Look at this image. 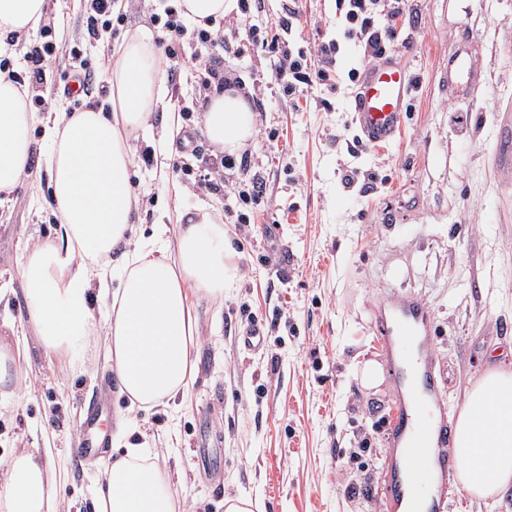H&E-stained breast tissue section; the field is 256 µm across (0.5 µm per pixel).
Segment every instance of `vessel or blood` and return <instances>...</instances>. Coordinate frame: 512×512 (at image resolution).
Masks as SVG:
<instances>
[{
	"mask_svg": "<svg viewBox=\"0 0 512 512\" xmlns=\"http://www.w3.org/2000/svg\"><path fill=\"white\" fill-rule=\"evenodd\" d=\"M449 88L468 96L484 82L467 50L448 60ZM413 90L407 70L387 58L368 68L354 93L351 110L361 141L377 145L391 141L404 122L406 102ZM432 313L419 299L395 300L376 334L391 354V368L398 404L385 428L389 451L383 500L386 512H441L457 489L458 464L449 451L454 438L452 414L434 375L429 336ZM109 406L99 401L88 409L79 424L78 458L88 460L111 445L102 428Z\"/></svg>",
	"mask_w": 512,
	"mask_h": 512,
	"instance_id": "obj_1",
	"label": "vessel or blood"
}]
</instances>
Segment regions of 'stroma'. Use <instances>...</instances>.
<instances>
[{
	"mask_svg": "<svg viewBox=\"0 0 512 512\" xmlns=\"http://www.w3.org/2000/svg\"><path fill=\"white\" fill-rule=\"evenodd\" d=\"M85 0H50L46 16L64 51L50 58L43 83L29 86L44 111L106 103L103 72L135 31L155 43L154 15L166 0H116L124 24L89 37ZM292 29H284V18ZM187 36L164 61L161 104L128 145L135 243L151 244L157 225L210 207L239 252L235 283L222 302L193 300L199 330L195 378L170 406L134 410L112 393V447L86 465L72 449L78 423L110 364L104 348L107 301L93 302L88 369L73 373L46 353L27 322L18 278L26 247L53 232L44 153L33 176L0 206V325L21 359L20 391L0 397V464L39 451L61 483L58 512H93L103 473L126 447L152 448V460L177 484L185 512H224L226 498L248 496L259 512H381L387 444L383 423L395 404L392 377L368 388L365 362L385 364L375 312L396 294L431 310L435 370L447 405L461 410L465 391L483 374H512V179L499 172L497 133L512 117V0H413L395 21L386 55L415 77L396 137L357 144L350 82L314 84L288 98L274 85L272 57L251 37H277L320 61L317 45L338 43L340 74L361 68V50L345 38L336 0H253L250 13L221 20L232 48L223 73L254 114L247 167L225 169L203 131L209 92L200 68L206 48ZM467 48L482 68L477 93L457 98L444 85L448 59ZM90 74L88 92L64 95L73 70ZM151 151L152 164L140 162ZM374 174L366 190L346 185L342 168ZM266 184L260 204H243L240 188ZM267 324L257 352L238 341L247 325ZM364 493L351 498L349 484Z\"/></svg>",
	"mask_w": 512,
	"mask_h": 512,
	"instance_id": "obj_1",
	"label": "stroma"
}]
</instances>
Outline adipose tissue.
<instances>
[{
  "label": "adipose tissue",
  "instance_id": "1",
  "mask_svg": "<svg viewBox=\"0 0 512 512\" xmlns=\"http://www.w3.org/2000/svg\"><path fill=\"white\" fill-rule=\"evenodd\" d=\"M47 0H0V52L5 35L35 29ZM164 71L151 34L132 35L105 79L112 109L89 107L50 112L34 141L28 90L0 75V204L31 174L38 145L48 148L50 195L60 223L52 236L28 247L19 268L27 320L42 347L87 367L86 345L94 327L93 288H105L108 258L127 243L131 226L134 164L123 131L141 128L161 101L156 87ZM253 113L243 96L214 92L205 133L217 152H232L250 136ZM159 225L155 244L124 255L126 273L112 296L104 327L107 358L119 386L140 407L166 405L194 380L190 363L197 327L189 294L220 300L236 275V253L214 214L198 208L167 243ZM452 453L458 481L487 498L512 486V374L490 372L467 391ZM142 448L127 449L107 469L96 490L94 512H180L178 492ZM56 488L40 454L25 450L0 473V512H55Z\"/></svg>",
  "mask_w": 512,
  "mask_h": 512
}]
</instances>
